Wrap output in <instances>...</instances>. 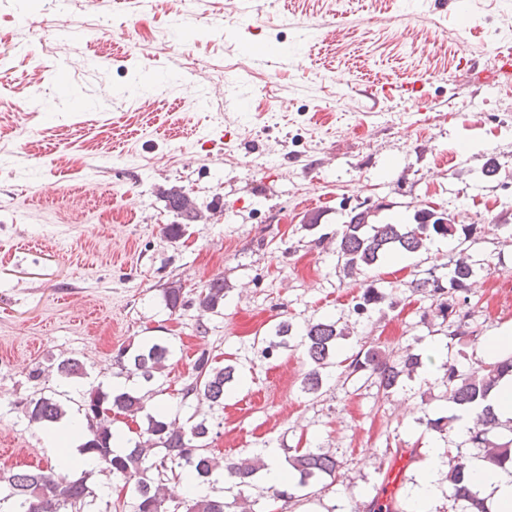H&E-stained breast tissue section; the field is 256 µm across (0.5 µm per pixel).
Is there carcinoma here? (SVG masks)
Returning a JSON list of instances; mask_svg holds the SVG:
<instances>
[{
	"mask_svg": "<svg viewBox=\"0 0 512 512\" xmlns=\"http://www.w3.org/2000/svg\"><path fill=\"white\" fill-rule=\"evenodd\" d=\"M168 206L180 219L194 222L198 208L192 197L179 190L168 193ZM375 210L355 207L350 218L344 222L336 245L337 265L347 276H367V272L379 262L395 253H418L428 250L427 243L435 236L454 238L463 236L467 242L474 235L485 231V227L467 224L461 227L444 212L430 209L415 210L409 224L377 222L373 220ZM475 275L474 267L459 251L448 271V280L440 283V277L432 275L415 278L410 282L412 292L418 293L437 303L442 323L446 324L445 336L463 334L465 318L462 312L468 304L469 282ZM393 292L381 291L373 286L366 288L360 302L354 306L357 315L363 316L392 299ZM166 306L177 311L185 306L180 288L163 290ZM200 306L206 311L218 313L224 308V278H214L200 298ZM293 325L280 322L274 333L262 337L259 342L261 354L265 357L287 346ZM346 335L339 321L331 318L308 321L301 334V345L313 368L302 380V390L316 395L322 389L326 370L335 365L336 340ZM174 354V348L163 339H150L132 349L118 350L115 363L129 377L138 379L140 389L105 391L98 388L81 404L84 412L101 405L113 415L136 417L145 414L147 427L139 434L138 440L127 442V449L121 452L113 449L117 435L112 431V419L105 416L96 422L85 421L76 427L84 438L82 451L98 458L105 468L112 472V478L122 483L129 493L131 512H228L235 507L245 512L248 490L255 487L254 477L266 467L264 459L256 454L239 457L219 464L210 448L212 428L206 418L194 415L185 420L170 417L167 407L160 403L151 412L146 411L156 391L150 389L157 374L165 367ZM417 355L407 352L398 355L394 351L380 350L371 346L359 351L347 365L345 380L363 374L374 381L378 391L387 396L398 389L403 377L411 376L419 367ZM443 369L440 384L444 388L442 398L447 403L467 408L483 401L499 381L512 376V352L493 364L478 359L471 366H463L451 359L441 365ZM196 375L182 392V400L190 397L205 400L210 406L224 405V398L233 389L235 367H215L210 356L201 353L195 361ZM29 421L36 424L57 423L67 411L55 394H41L25 402ZM499 425V419L487 407L475 413L473 425L469 428L465 444L477 449L491 467L503 468L512 463V438L507 441L492 436ZM470 457L458 453L450 459L449 472L444 477L445 494L460 512H489L484 499L479 497L469 472ZM296 485L283 483L267 491L279 500L296 504L303 501L296 489L305 488L323 476H334L341 468V462L326 448H307L304 452L288 457ZM223 470L224 481L232 486L224 488L233 494L232 501L219 494L215 473ZM189 481L200 493L182 500L165 496L163 489L169 477ZM96 500L95 492L80 480H70L53 471L49 473H13L0 476V512H89L88 507Z\"/></svg>",
	"mask_w": 512,
	"mask_h": 512,
	"instance_id": "1",
	"label": "carcinoma"
}]
</instances>
